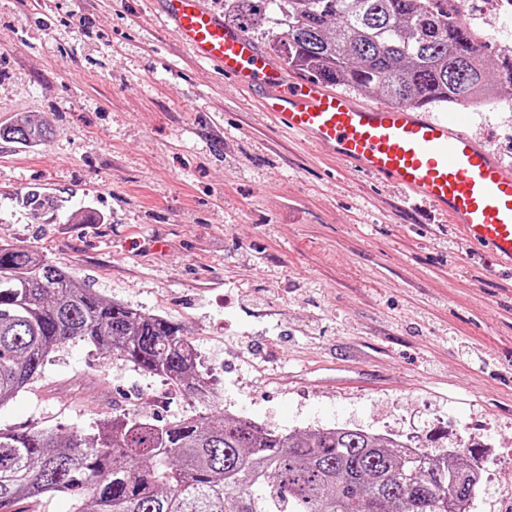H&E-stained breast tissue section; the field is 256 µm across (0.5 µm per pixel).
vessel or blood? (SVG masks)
Segmentation results:
<instances>
[{"instance_id": "1", "label": "vessel or blood", "mask_w": 512, "mask_h": 512, "mask_svg": "<svg viewBox=\"0 0 512 512\" xmlns=\"http://www.w3.org/2000/svg\"><path fill=\"white\" fill-rule=\"evenodd\" d=\"M156 4L196 61L257 94L267 120L391 183L406 202L446 216L468 250L487 253L496 269L512 271V166L470 133L472 114L360 105L323 83L287 79L275 59L205 0Z\"/></svg>"}]
</instances>
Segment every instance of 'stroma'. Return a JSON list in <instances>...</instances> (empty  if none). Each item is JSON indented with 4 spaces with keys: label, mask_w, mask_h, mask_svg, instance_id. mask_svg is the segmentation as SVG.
I'll return each instance as SVG.
<instances>
[{
    "label": "stroma",
    "mask_w": 512,
    "mask_h": 512,
    "mask_svg": "<svg viewBox=\"0 0 512 512\" xmlns=\"http://www.w3.org/2000/svg\"><path fill=\"white\" fill-rule=\"evenodd\" d=\"M473 126L512 163V105ZM0 243L102 298L178 322L213 403L74 340L0 406L68 439L113 416H245L479 448L470 512H512V273L444 216L266 122L197 64L153 0H0ZM31 187L51 209L24 205ZM50 129L40 121L26 120L23 123L0 126V139L12 140L17 143H45L49 141Z\"/></svg>",
    "instance_id": "35a3bbf8"
}]
</instances>
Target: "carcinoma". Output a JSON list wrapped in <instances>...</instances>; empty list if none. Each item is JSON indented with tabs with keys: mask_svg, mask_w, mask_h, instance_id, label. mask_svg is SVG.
<instances>
[{
	"mask_svg": "<svg viewBox=\"0 0 512 512\" xmlns=\"http://www.w3.org/2000/svg\"><path fill=\"white\" fill-rule=\"evenodd\" d=\"M227 22L265 19L288 69L419 108L491 101L488 44L448 0H224ZM40 121L0 126V139L45 143ZM73 339L209 397L192 343L174 320L107 301L64 268L0 244V405L41 375ZM474 448L420 446L362 428L279 433L226 415L154 421L123 414L84 438L0 429V512L36 494L85 489L74 512H470L481 489Z\"/></svg>",
	"mask_w": 512,
	"mask_h": 512,
	"instance_id": "obj_1",
	"label": "carcinoma"
}]
</instances>
